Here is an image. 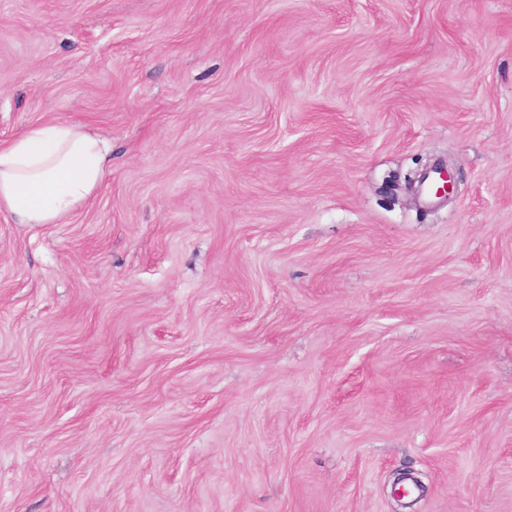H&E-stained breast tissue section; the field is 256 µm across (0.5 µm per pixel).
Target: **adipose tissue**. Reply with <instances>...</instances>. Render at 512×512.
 Masks as SVG:
<instances>
[{
  "label": "adipose tissue",
  "mask_w": 512,
  "mask_h": 512,
  "mask_svg": "<svg viewBox=\"0 0 512 512\" xmlns=\"http://www.w3.org/2000/svg\"><path fill=\"white\" fill-rule=\"evenodd\" d=\"M112 167V143L79 122L34 125L0 144V214L18 224H64Z\"/></svg>",
  "instance_id": "ef3b65f1"
}]
</instances>
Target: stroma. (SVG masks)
I'll return each instance as SVG.
<instances>
[{
    "mask_svg": "<svg viewBox=\"0 0 512 512\" xmlns=\"http://www.w3.org/2000/svg\"><path fill=\"white\" fill-rule=\"evenodd\" d=\"M74 120L93 201L0 215V512H512V0H0V142Z\"/></svg>",
    "mask_w": 512,
    "mask_h": 512,
    "instance_id": "obj_1",
    "label": "stroma"
}]
</instances>
